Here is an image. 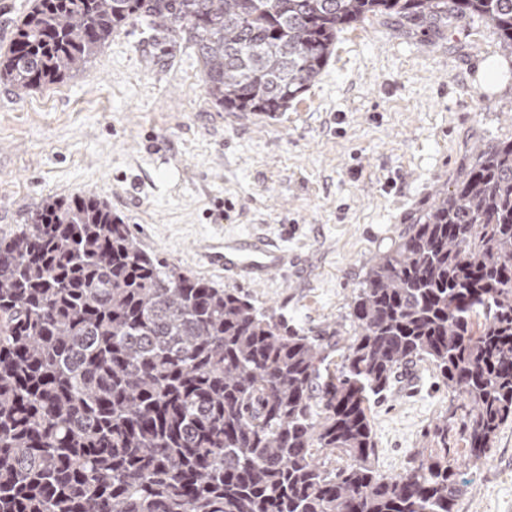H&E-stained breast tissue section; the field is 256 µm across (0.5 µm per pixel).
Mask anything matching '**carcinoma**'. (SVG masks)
Instances as JSON below:
<instances>
[{"mask_svg":"<svg viewBox=\"0 0 512 512\" xmlns=\"http://www.w3.org/2000/svg\"><path fill=\"white\" fill-rule=\"evenodd\" d=\"M377 13L477 16L512 54V0H33L0 83H60L146 19L192 44L216 105L272 117ZM350 308L352 336H310L145 251L97 197L44 199L0 237V512H454L448 422L385 476L370 402L428 360L463 400L470 457L512 421V141L379 255Z\"/></svg>","mask_w":512,"mask_h":512,"instance_id":"obj_1","label":"carcinoma"}]
</instances>
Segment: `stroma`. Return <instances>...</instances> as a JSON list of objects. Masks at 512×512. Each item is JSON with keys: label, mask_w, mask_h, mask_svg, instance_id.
<instances>
[{"label": "stroma", "mask_w": 512, "mask_h": 512, "mask_svg": "<svg viewBox=\"0 0 512 512\" xmlns=\"http://www.w3.org/2000/svg\"><path fill=\"white\" fill-rule=\"evenodd\" d=\"M509 65L495 91L488 58ZM512 141V55L479 18L374 15L337 34L319 78L286 111L229 112L206 95L185 42L140 22L85 68L24 95L0 84V236L48 197L94 194L142 247L195 277L248 295L289 325L348 335L349 303L377 256L451 189L477 150ZM261 238L295 257L253 284L194 249ZM370 405L376 467L412 466L447 420L455 512H512V422L486 458L456 436L463 414L435 367L409 363Z\"/></svg>", "instance_id": "stroma-1"}]
</instances>
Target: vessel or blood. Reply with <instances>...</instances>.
Wrapping results in <instances>:
<instances>
[{
  "label": "vessel or blood",
  "mask_w": 512,
  "mask_h": 512,
  "mask_svg": "<svg viewBox=\"0 0 512 512\" xmlns=\"http://www.w3.org/2000/svg\"><path fill=\"white\" fill-rule=\"evenodd\" d=\"M198 250L208 264L222 269L226 277L253 283L283 272L288 263L284 251L260 240L243 245L224 240L208 241L200 244Z\"/></svg>",
  "instance_id": "1"
}]
</instances>
